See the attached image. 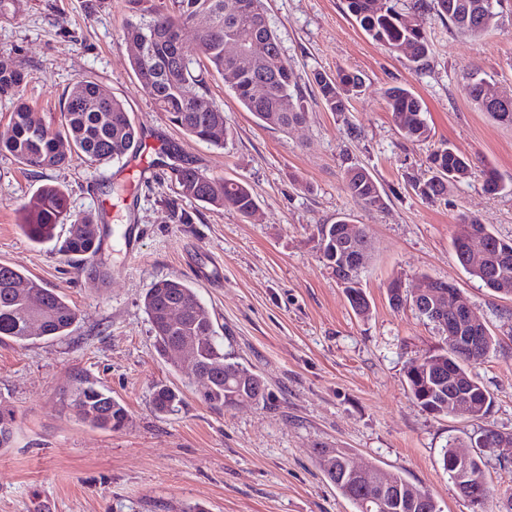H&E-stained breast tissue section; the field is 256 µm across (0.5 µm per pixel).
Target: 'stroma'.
Here are the masks:
<instances>
[{"instance_id":"stroma-1","label":"stroma","mask_w":512,"mask_h":512,"mask_svg":"<svg viewBox=\"0 0 512 512\" xmlns=\"http://www.w3.org/2000/svg\"><path fill=\"white\" fill-rule=\"evenodd\" d=\"M281 50L300 76L307 117L282 132L256 124L221 76L208 79L230 136L223 148L192 140L158 112L129 64L123 26L129 0H17L0 18V52L25 63L33 112L58 117L64 95L87 79L120 99L148 140L160 145L153 176L129 205L108 213L110 187L126 186L125 160L95 169L82 159L33 170L0 155V263L18 265L62 291L79 312L69 335L0 342V400L17 430L0 451V512H352L318 468L320 446L350 449L355 464L375 465L427 489L440 512H471L443 467L448 443L475 454L482 430L512 434V296L493 293L456 260L452 237L467 216L512 238V126L494 122L466 94L469 74L491 75L512 90V0L485 36L471 38L431 19L424 66L373 42L345 0H263ZM362 75V92L344 114L326 111L317 72ZM403 85L424 102L427 141L404 140L383 97ZM355 125L358 137L347 134ZM450 143L503 189L490 194L479 173L428 201L412 182L430 177L428 158ZM188 162L208 174L245 181L255 218L177 198L171 167ZM371 169L387 206L351 197V165ZM67 188L72 211L104 213L110 245L83 263L60 250L65 227L46 243L19 227L22 207L42 184ZM188 212L178 224L171 206ZM349 214L372 250L362 274L371 313L359 318L316 250V227ZM142 228L139 257H127L124 224ZM208 252L222 281L201 279L191 250ZM454 283L501 346L474 371L493 398L473 420L436 416L410 397L403 367L443 344L438 328L410 307L393 308L387 288L405 290L420 275ZM191 282L208 308L224 350L258 374L267 398L215 409L200 399L190 366L172 367L153 346L143 296L159 279ZM96 383L127 409L123 429L85 423L72 393ZM172 387L176 411L157 414V384ZM493 490L489 512L512 507V463L483 451Z\"/></svg>"}]
</instances>
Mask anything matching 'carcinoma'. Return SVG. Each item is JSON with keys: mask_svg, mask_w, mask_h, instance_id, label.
Masks as SVG:
<instances>
[{"mask_svg": "<svg viewBox=\"0 0 512 512\" xmlns=\"http://www.w3.org/2000/svg\"><path fill=\"white\" fill-rule=\"evenodd\" d=\"M232 0H168L160 9H146L130 20L123 29L125 40L139 42L141 54L130 59L131 69L141 86L151 95L157 109L186 136L216 148L224 147L228 133L224 127V110L208 94L207 78L215 71L242 107L259 124L286 129L305 120V97L297 75L286 57H272L266 63L230 58L224 45L249 36H269L264 10L254 14H234ZM349 13L375 42L393 53L404 55L417 66L431 53L426 17L434 15L448 21V26L468 36H480L494 27L503 10V0H415L411 11L396 9L392 0H346ZM207 17L210 25L196 36L194 47H175L168 38L171 28L194 26ZM267 79L264 101L256 102L249 84L257 72ZM30 73L10 55L0 54V96L14 100L9 123L0 130V154L9 155L20 164L41 170L60 168L74 152L97 168L134 150L140 134L124 104L112 97L103 85L83 80L71 90L60 112L59 122H45L30 112L23 101V88ZM313 82L321 102L329 112L348 111L350 100L361 92L363 79L356 73L341 71L334 76L316 73ZM466 94L472 103L492 120L512 125V99L505 101L489 76L470 78ZM388 109L399 133L411 142H423L431 129L425 118L422 101L409 89L392 86L384 91ZM432 175L415 181L413 190L425 199H438L456 183L474 174L472 162L451 146L435 149L430 155ZM178 195L217 209L230 206L247 217L257 209L250 187L243 181L215 177L192 167L174 169ZM345 190L364 205L386 208L385 193L373 173L360 166L347 169ZM68 222L62 251L71 257H90L99 251L97 220L75 215L70 209L67 191L60 185L44 184L23 206V233L33 242H44L55 235L57 226ZM349 217L341 216L334 224L317 227V246L328 268L343 285L354 312L370 314L371 305L361 284L364 266L343 265L336 259L335 247L349 242L346 227ZM476 228V245L489 255L494 272L472 270L470 274L490 290L512 295V239L497 236L489 225L477 217H466L456 225L453 249L456 257L465 254L472 243L466 233ZM143 308L151 323L157 352L177 365L176 349L185 342L195 345L197 384L203 400L219 407H232L243 399L265 398L261 378L245 364L224 353V342L217 335L213 320L195 288L178 278L161 279L152 284L143 298ZM182 312L178 319L169 316L171 309ZM78 319L76 309L56 288H47L22 267L0 264V339L9 338L24 344L32 340L29 325L40 323V338L65 336ZM497 350V341L488 329L481 332L480 343L472 348L451 349L438 346L419 361H410L404 369L411 397L431 414L454 415L455 397L463 393L472 412L482 417L492 400L488 391L475 380L471 366ZM79 416L93 426L119 430L128 420L123 404L95 384L84 382L73 393ZM179 403L176 392L166 385L154 388L151 404L155 412L167 414ZM17 427L14 410L0 402V449L11 447ZM486 448H512V435L493 430L483 432ZM317 464L336 491L353 507V512H376L367 501L377 495L378 486L371 477L353 473V459L348 448L317 450ZM480 454L468 457L448 475L461 495L469 497L482 490L491 497L492 490ZM399 490L395 512H440L431 494L400 475L390 476Z\"/></svg>", "mask_w": 512, "mask_h": 512, "instance_id": "1", "label": "carcinoma"}]
</instances>
